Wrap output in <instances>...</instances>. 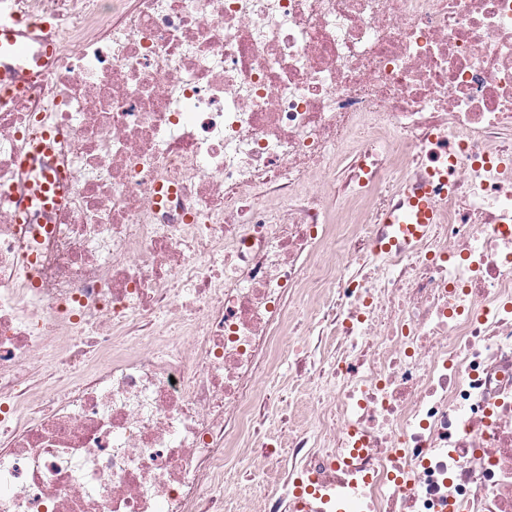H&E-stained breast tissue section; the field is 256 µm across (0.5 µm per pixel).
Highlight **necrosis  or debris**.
Segmentation results:
<instances>
[{
    "instance_id": "4bbe7bcc",
    "label": "necrosis or debris",
    "mask_w": 512,
    "mask_h": 512,
    "mask_svg": "<svg viewBox=\"0 0 512 512\" xmlns=\"http://www.w3.org/2000/svg\"><path fill=\"white\" fill-rule=\"evenodd\" d=\"M0 18L53 45L0 105V512H512V0ZM409 205L406 212L387 215L386 224H396L414 238L425 235L429 224H437L439 213L433 201L428 185H421L408 197Z\"/></svg>"
}]
</instances>
